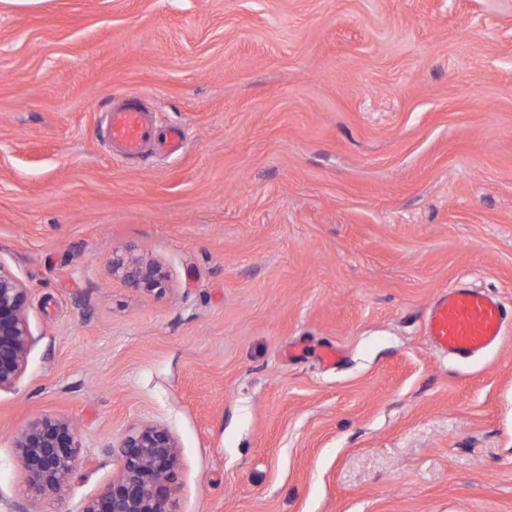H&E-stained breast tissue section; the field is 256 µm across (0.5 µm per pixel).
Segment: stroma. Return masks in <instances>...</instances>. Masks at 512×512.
Returning a JSON list of instances; mask_svg holds the SVG:
<instances>
[{
    "label": "stroma",
    "instance_id": "1",
    "mask_svg": "<svg viewBox=\"0 0 512 512\" xmlns=\"http://www.w3.org/2000/svg\"><path fill=\"white\" fill-rule=\"evenodd\" d=\"M131 97L180 153L117 156ZM0 263L38 338L0 512H79L146 425L171 512H512V336L424 331L460 280L512 305V0H0ZM41 417L79 433L58 494L13 448ZM112 276L131 288L161 294L169 289V277L158 263L130 253H112Z\"/></svg>",
    "mask_w": 512,
    "mask_h": 512
}]
</instances>
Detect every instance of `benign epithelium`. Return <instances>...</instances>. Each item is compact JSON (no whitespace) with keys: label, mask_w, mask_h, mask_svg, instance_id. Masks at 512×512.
I'll use <instances>...</instances> for the list:
<instances>
[{"label":"benign epithelium","mask_w":512,"mask_h":512,"mask_svg":"<svg viewBox=\"0 0 512 512\" xmlns=\"http://www.w3.org/2000/svg\"><path fill=\"white\" fill-rule=\"evenodd\" d=\"M111 271L132 288L158 294L169 289L160 264L130 253H112ZM28 305L29 290L22 279L0 264V392L19 383L37 342ZM14 448L29 486L38 493L61 490L76 472L80 443L64 419L31 421L16 436ZM120 454L119 479L86 499L81 512H170L172 471L178 462L170 431L158 425L140 428L125 437Z\"/></svg>","instance_id":"7a95c632"}]
</instances>
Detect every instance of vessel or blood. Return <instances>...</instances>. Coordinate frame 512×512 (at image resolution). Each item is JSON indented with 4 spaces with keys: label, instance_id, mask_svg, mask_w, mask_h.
Returning a JSON list of instances; mask_svg holds the SVG:
<instances>
[{
    "label": "vessel or blood",
    "instance_id": "1",
    "mask_svg": "<svg viewBox=\"0 0 512 512\" xmlns=\"http://www.w3.org/2000/svg\"><path fill=\"white\" fill-rule=\"evenodd\" d=\"M107 127L110 140L127 157L140 155L158 138L145 109L133 100L109 111ZM511 329V305L465 285L442 292L425 319L433 347L462 362L499 345Z\"/></svg>",
    "mask_w": 512,
    "mask_h": 512
}]
</instances>
